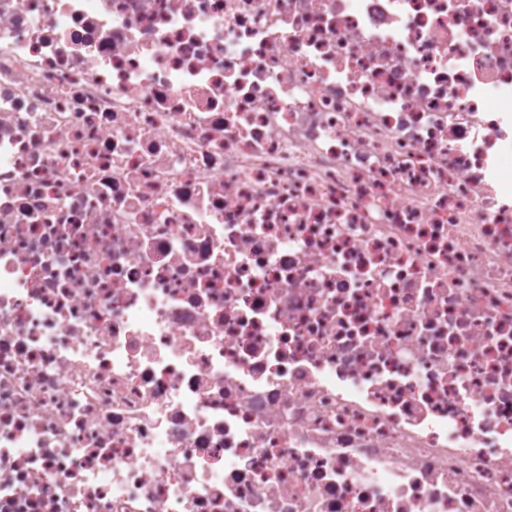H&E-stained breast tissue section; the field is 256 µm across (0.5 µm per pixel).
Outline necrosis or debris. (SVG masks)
Segmentation results:
<instances>
[{
	"instance_id": "necrosis-or-debris-1",
	"label": "necrosis or debris",
	"mask_w": 512,
	"mask_h": 512,
	"mask_svg": "<svg viewBox=\"0 0 512 512\" xmlns=\"http://www.w3.org/2000/svg\"><path fill=\"white\" fill-rule=\"evenodd\" d=\"M512 0H0V512H512Z\"/></svg>"
}]
</instances>
